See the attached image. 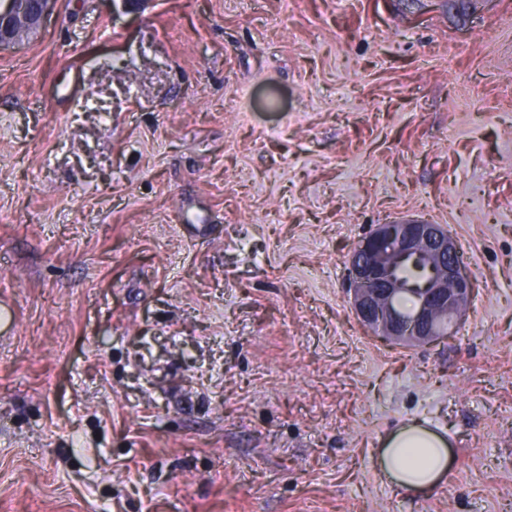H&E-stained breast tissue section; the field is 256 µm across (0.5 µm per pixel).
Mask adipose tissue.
I'll return each mask as SVG.
<instances>
[{"mask_svg":"<svg viewBox=\"0 0 512 512\" xmlns=\"http://www.w3.org/2000/svg\"><path fill=\"white\" fill-rule=\"evenodd\" d=\"M451 443L426 422H406L380 441L378 467L391 483L416 494L432 491L448 471Z\"/></svg>","mask_w":512,"mask_h":512,"instance_id":"1","label":"adipose tissue"}]
</instances>
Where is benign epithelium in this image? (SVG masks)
<instances>
[{"instance_id":"obj_1","label":"benign epithelium","mask_w":512,"mask_h":512,"mask_svg":"<svg viewBox=\"0 0 512 512\" xmlns=\"http://www.w3.org/2000/svg\"><path fill=\"white\" fill-rule=\"evenodd\" d=\"M57 0H0V49L23 43L41 29ZM421 260L432 277L410 288L396 261ZM350 309L378 338L396 345L433 344L455 332L457 322L476 294L458 241L443 224L399 219L377 224L348 260ZM414 304L400 306L403 295Z\"/></svg>"}]
</instances>
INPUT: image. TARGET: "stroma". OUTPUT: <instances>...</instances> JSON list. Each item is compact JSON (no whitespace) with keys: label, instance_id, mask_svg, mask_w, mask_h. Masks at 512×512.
<instances>
[{"label":"stroma","instance_id":"stroma-1","mask_svg":"<svg viewBox=\"0 0 512 512\" xmlns=\"http://www.w3.org/2000/svg\"><path fill=\"white\" fill-rule=\"evenodd\" d=\"M399 218L477 280L432 345L345 292ZM0 512H512V0H59L0 51ZM451 443L426 422L408 421L380 440L378 467L391 483L416 494L432 491L448 471ZM416 449L427 458L419 465L408 457Z\"/></svg>","mask_w":512,"mask_h":512}]
</instances>
